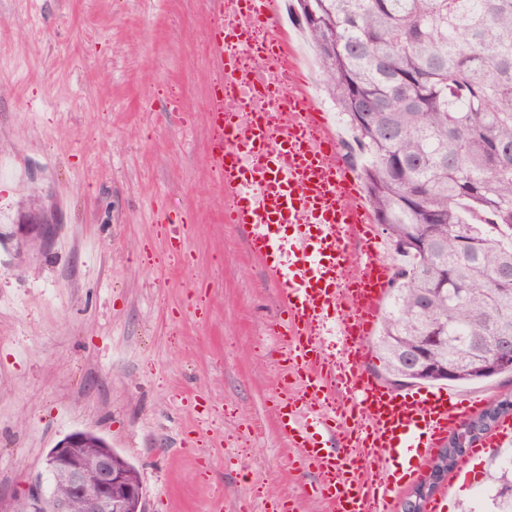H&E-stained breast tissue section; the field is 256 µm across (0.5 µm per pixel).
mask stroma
<instances>
[{
    "label": "stroma",
    "instance_id": "35a3bbf8",
    "mask_svg": "<svg viewBox=\"0 0 512 512\" xmlns=\"http://www.w3.org/2000/svg\"><path fill=\"white\" fill-rule=\"evenodd\" d=\"M211 19L208 0H0V497L86 429L136 467L146 512H326L277 425L276 288L208 159ZM289 39L349 141L307 29ZM36 190L54 231L32 247ZM163 220L187 224L186 265ZM503 457L458 464L449 501L491 512Z\"/></svg>",
    "mask_w": 512,
    "mask_h": 512
}]
</instances>
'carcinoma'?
<instances>
[{
    "mask_svg": "<svg viewBox=\"0 0 512 512\" xmlns=\"http://www.w3.org/2000/svg\"><path fill=\"white\" fill-rule=\"evenodd\" d=\"M364 158L397 254L379 333L384 377L438 383L408 363L429 334L448 381L512 329V0H295ZM495 512H512V465Z\"/></svg>",
    "mask_w": 512,
    "mask_h": 512,
    "instance_id": "carcinoma-1",
    "label": "carcinoma"
}]
</instances>
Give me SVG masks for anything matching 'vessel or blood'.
<instances>
[{"instance_id":"1","label":"vessel or blood","mask_w":512,"mask_h":512,"mask_svg":"<svg viewBox=\"0 0 512 512\" xmlns=\"http://www.w3.org/2000/svg\"><path fill=\"white\" fill-rule=\"evenodd\" d=\"M207 47L217 79L207 106L215 136L209 159L232 199L224 221L245 233L274 283L284 321L270 332L281 345L280 429L301 460L317 470L313 486L329 512H394L397 496L434 457L449 430L476 411L481 397L448 389L401 393L366 366L368 338L393 267L380 256L366 204L313 106L307 85L288 61L280 0H210ZM273 36L263 51V76L244 75L251 32ZM248 93L259 108L225 109ZM291 237H281L283 228ZM333 324L342 363L325 354L322 330ZM344 385L345 400L335 389ZM512 442L503 420L472 458ZM401 463V480L369 477L371 466Z\"/></svg>"}]
</instances>
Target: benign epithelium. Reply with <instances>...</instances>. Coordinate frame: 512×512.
Masks as SVG:
<instances>
[{
    "label": "benign epithelium",
    "instance_id": "1",
    "mask_svg": "<svg viewBox=\"0 0 512 512\" xmlns=\"http://www.w3.org/2000/svg\"><path fill=\"white\" fill-rule=\"evenodd\" d=\"M24 236H37L44 242L49 238L50 225L46 224L38 209L27 211L21 218ZM493 355L479 359L470 367L476 377L496 372L501 367L512 365V333L503 330L493 337ZM505 407L496 402L488 407L485 416L471 419L460 425L448 439V450L438 453L440 470H430L426 478L416 486L412 495L420 502L465 458L457 451L467 443L493 427L495 412ZM45 464L56 475L66 481L67 492L60 496L46 494L38 483L9 499L0 500V512H72L75 503L81 512H144L143 490L138 472L122 457L97 439V434L88 430L74 431L58 441L50 449Z\"/></svg>",
    "mask_w": 512,
    "mask_h": 512
}]
</instances>
